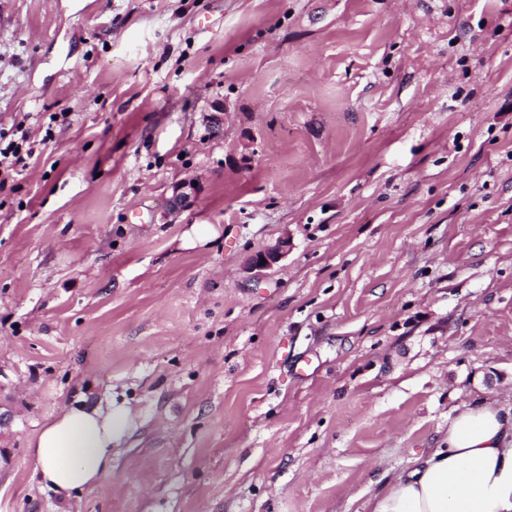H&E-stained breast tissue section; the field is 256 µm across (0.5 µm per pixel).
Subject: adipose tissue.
<instances>
[{"label": "adipose tissue", "mask_w": 512, "mask_h": 512, "mask_svg": "<svg viewBox=\"0 0 512 512\" xmlns=\"http://www.w3.org/2000/svg\"><path fill=\"white\" fill-rule=\"evenodd\" d=\"M132 421L125 407H73L30 442L34 472L61 501L95 489L112 445ZM371 512H512V402L462 405L438 447L385 476Z\"/></svg>", "instance_id": "obj_1"}]
</instances>
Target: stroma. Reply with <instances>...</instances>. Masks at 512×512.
<instances>
[{"instance_id": "obj_1", "label": "stroma", "mask_w": 512, "mask_h": 512, "mask_svg": "<svg viewBox=\"0 0 512 512\" xmlns=\"http://www.w3.org/2000/svg\"><path fill=\"white\" fill-rule=\"evenodd\" d=\"M20 120L0 512H369L512 394V0H0ZM109 399L134 425L62 507L29 441ZM199 187L194 182H181L172 188V194L167 199L166 210L168 215H178L191 208L197 201ZM288 253V240L279 241L275 246L258 251L250 259L249 270L262 273L274 267ZM262 260L265 264L261 265Z\"/></svg>"}]
</instances>
